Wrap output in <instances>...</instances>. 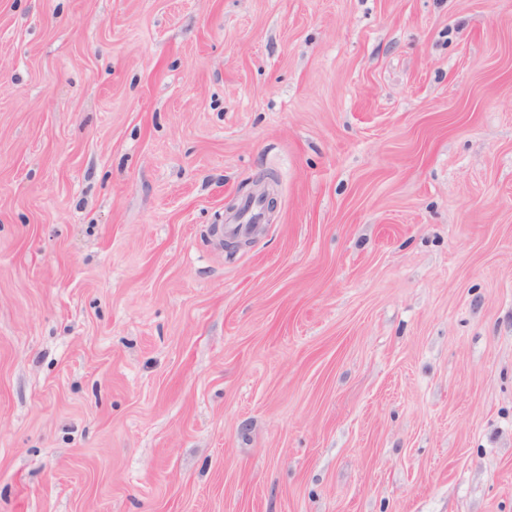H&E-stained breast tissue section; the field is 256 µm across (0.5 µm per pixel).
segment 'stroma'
Segmentation results:
<instances>
[{"label":"stroma","instance_id":"stroma-1","mask_svg":"<svg viewBox=\"0 0 512 512\" xmlns=\"http://www.w3.org/2000/svg\"><path fill=\"white\" fill-rule=\"evenodd\" d=\"M0 512H512V0H0ZM262 205L258 199L247 202L234 214L226 215L224 225L219 224L221 232L230 236H241L255 232L263 222Z\"/></svg>","mask_w":512,"mask_h":512}]
</instances>
